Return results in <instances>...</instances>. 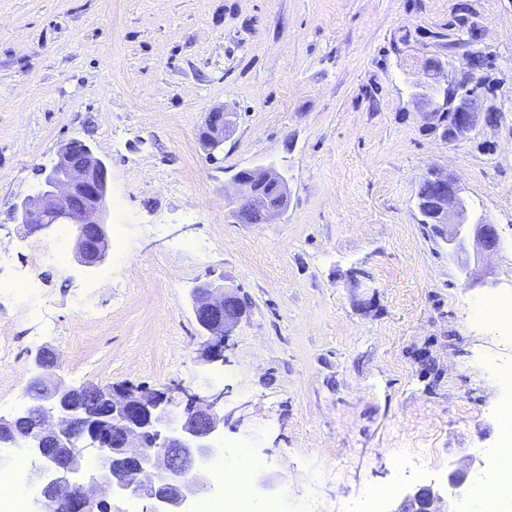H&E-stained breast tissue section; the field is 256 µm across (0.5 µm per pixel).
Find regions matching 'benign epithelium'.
Instances as JSON below:
<instances>
[{
    "label": "benign epithelium",
    "instance_id": "1",
    "mask_svg": "<svg viewBox=\"0 0 512 512\" xmlns=\"http://www.w3.org/2000/svg\"><path fill=\"white\" fill-rule=\"evenodd\" d=\"M428 81L411 86L413 100L421 106L425 124L433 126L446 108L453 114L448 141L467 140L483 124L497 122L499 112L484 107L470 82L460 80L444 64L427 65ZM234 114L224 109L210 113L202 140L214 152L224 145ZM436 196L418 205L430 209L431 223L450 227L448 245L466 252L467 242L490 251L498 245L495 225L476 214L462 189L448 175L435 173ZM237 192L232 217L239 223L252 209L263 208L270 223L286 209L288 179L276 167L249 170L246 179L233 177ZM109 195L107 163L84 139L72 138L59 150L57 163L42 172L35 192L15 204L13 223L24 236L48 235L58 224L76 230L75 257L94 268L109 255ZM192 310L204 339L203 360L224 358V342L246 312L244 299L203 283L192 288ZM106 402L92 412L88 394ZM223 394L188 396L183 412L174 414L172 399L160 391H120L105 387H76L55 371L53 357L40 351L34 358L26 408L0 417V446L23 448L34 457L27 484L35 490V512H50L59 502L65 512H96L103 499L76 477L88 461L94 462L91 487L104 492L148 501L144 512H185L184 505L208 492L213 472L206 466L218 452L214 437L224 429L218 410ZM35 422L29 429L27 422ZM442 497L431 487L407 495L395 512H452L442 508Z\"/></svg>",
    "mask_w": 512,
    "mask_h": 512
}]
</instances>
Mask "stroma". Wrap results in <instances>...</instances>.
<instances>
[{
    "label": "stroma",
    "instance_id": "stroma-1",
    "mask_svg": "<svg viewBox=\"0 0 512 512\" xmlns=\"http://www.w3.org/2000/svg\"><path fill=\"white\" fill-rule=\"evenodd\" d=\"M480 50L497 124L453 144L427 128L409 85L438 57L467 76ZM236 114L224 149L201 132ZM86 139L110 170L122 251L89 269L75 230L21 237L15 203L60 146ZM275 165L288 208L238 224L232 176ZM495 224L496 249L461 264L447 230L421 224L429 170ZM0 243L35 294L0 292V415L28 402L34 355L74 386L221 395L225 455L249 449L281 512H353L365 488L450 498L490 479L512 400L487 361L512 337L473 303L512 294V0H0ZM368 272L354 281L356 271ZM238 289L246 317L222 360H202L192 288Z\"/></svg>",
    "mask_w": 512,
    "mask_h": 512
}]
</instances>
